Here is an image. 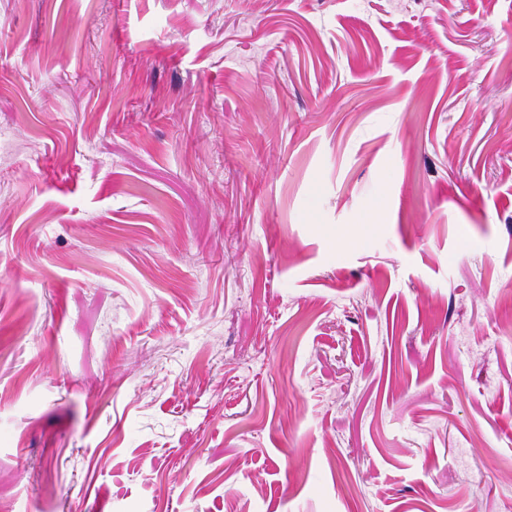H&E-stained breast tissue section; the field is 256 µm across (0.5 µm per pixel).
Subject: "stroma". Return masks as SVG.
Listing matches in <instances>:
<instances>
[{"label": "stroma", "instance_id": "obj_1", "mask_svg": "<svg viewBox=\"0 0 512 512\" xmlns=\"http://www.w3.org/2000/svg\"><path fill=\"white\" fill-rule=\"evenodd\" d=\"M0 512H512V0H0Z\"/></svg>", "mask_w": 512, "mask_h": 512}]
</instances>
